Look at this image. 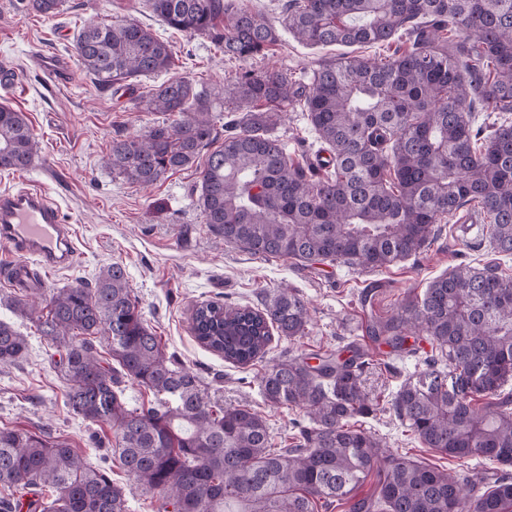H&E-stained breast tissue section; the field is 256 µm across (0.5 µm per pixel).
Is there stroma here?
I'll return each instance as SVG.
<instances>
[{
    "label": "stroma",
    "mask_w": 512,
    "mask_h": 512,
    "mask_svg": "<svg viewBox=\"0 0 512 512\" xmlns=\"http://www.w3.org/2000/svg\"><path fill=\"white\" fill-rule=\"evenodd\" d=\"M91 18L105 24L134 20L150 27L173 46L170 69L121 95L101 88L82 70L69 84L47 82L33 54L74 59L75 37ZM382 53V48L371 45L311 47L284 31L266 57L242 62L225 58L208 38L169 28L144 0H64L60 13L52 18L32 10L28 0H0V62L15 69L13 84L0 89V105L23 112L39 143L32 167L0 172V193L43 188L73 225L76 248L74 264L44 273L40 291L13 288L0 277V320L12 323L29 340L24 358L0 369V428L40 430L64 439L91 463L107 468L114 482L128 485L111 452L110 426L85 421L68 406L66 383L54 367L55 347L14 307L18 298L45 297L80 283L93 286L99 268L108 264L124 267L132 293L167 355L196 373L211 395L225 404L254 407L266 418L280 448L292 444L294 423L303 414L269 406L260 396L259 379L274 361L333 351L361 340L369 313L386 315L400 300L422 292L429 281L460 262L495 264L512 276V258L493 252L483 224L466 233L454 222L436 225L434 236L418 255L381 270L253 256L225 245L206 224L199 200L203 161L167 173L147 188L112 174L101 163L114 137L142 135L160 121V114L146 109L141 97L144 88L182 77L219 91L245 68H285L306 77L320 62L344 54L373 59ZM274 133L300 162L314 160L319 144L300 106L289 107L287 119ZM285 285L295 288L308 303L310 320L303 336L293 341L273 338L266 356L246 367L225 362L196 341L191 320L196 305L221 301L254 307L263 292ZM366 288L376 291L369 308L361 302ZM430 350L422 341L415 351L399 355L381 347V357L392 368L369 374L367 390L391 398L401 385L423 373L422 360ZM364 426L385 438L391 450L445 469L459 466L458 461L415 441L389 409L370 415Z\"/></svg>",
    "instance_id": "stroma-1"
}]
</instances>
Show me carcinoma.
I'll use <instances>...</instances> for the list:
<instances>
[{
	"mask_svg": "<svg viewBox=\"0 0 512 512\" xmlns=\"http://www.w3.org/2000/svg\"><path fill=\"white\" fill-rule=\"evenodd\" d=\"M169 27L202 35L224 56L263 57L283 28L310 46L409 47L383 60L339 57L302 82L286 69H245L224 85V142L200 180L205 223L224 243L253 255L303 263L342 261L388 267L421 252L435 225L474 203L490 224L495 252L512 256V0H286L274 22L240 0H147ZM45 17L62 0H31ZM74 49L82 66L117 93L170 69L172 45L135 22L85 24ZM301 101L329 159L301 165L270 134ZM147 109L172 117L139 139L115 137L103 163L132 183L151 185L192 166L215 140L217 98L185 78L146 96ZM502 113L486 134L477 107ZM38 141L23 113L0 106V171L28 169ZM17 310L60 350L56 368L72 409L108 424L129 479L157 497L158 512H512V477L448 472L386 449L360 419L379 410L364 387L374 359L352 344L290 357L261 378L272 406L297 408L293 445L274 448L266 419L246 405H224L167 357L131 295L124 267L100 268L94 286L63 288L45 304ZM306 300L294 288L265 294L261 306L217 301L197 306L192 330L205 348L235 365L263 357L272 332L305 333ZM365 334L394 352L410 336L438 356L423 377L401 387L391 408L425 447L462 463L482 457L512 466V277L498 267L459 264L406 297L390 315L370 316ZM28 349L0 320V367ZM448 363L451 384L435 375ZM153 401L128 407L122 384ZM98 394L110 398L101 408ZM371 474L373 490L358 489ZM49 487L54 499L16 497ZM0 512H128L126 490L60 440L0 429Z\"/></svg>",
	"mask_w": 512,
	"mask_h": 512,
	"instance_id": "obj_1",
	"label": "carcinoma"
}]
</instances>
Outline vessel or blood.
Listing matches in <instances>:
<instances>
[{"label": "vessel or blood", "mask_w": 512, "mask_h": 512, "mask_svg": "<svg viewBox=\"0 0 512 512\" xmlns=\"http://www.w3.org/2000/svg\"><path fill=\"white\" fill-rule=\"evenodd\" d=\"M0 243L18 256L14 283L25 282L32 265L51 270L70 266L75 257L73 230L45 192L22 188L0 195Z\"/></svg>", "instance_id": "b4317fda"}]
</instances>
